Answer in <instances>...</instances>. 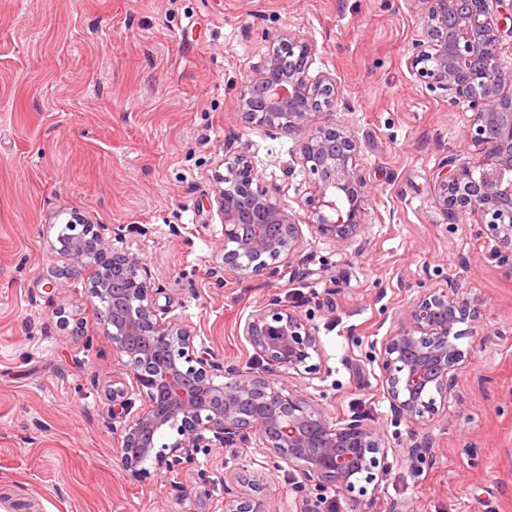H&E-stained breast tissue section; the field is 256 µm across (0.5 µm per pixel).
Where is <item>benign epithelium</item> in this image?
Returning <instances> with one entry per match:
<instances>
[{
	"instance_id": "obj_1",
	"label": "benign epithelium",
	"mask_w": 512,
	"mask_h": 512,
	"mask_svg": "<svg viewBox=\"0 0 512 512\" xmlns=\"http://www.w3.org/2000/svg\"><path fill=\"white\" fill-rule=\"evenodd\" d=\"M422 30L408 67L449 104L471 111L465 140L470 157H446L436 175L435 201L445 214L464 213L494 242L501 263L512 268V64L504 62L500 40L512 21L506 0H421ZM244 81L238 99L247 127L293 140L292 163L313 189L304 199L307 227L340 249L362 228L370 191L358 163L361 145L349 126H316L312 116L339 94L336 77L309 74L314 50L304 41L275 38ZM216 173V203L224 223L217 244L226 266L245 276H262L270 262L288 263L304 243L301 220L277 189L253 187L248 156L225 162ZM70 274L91 271L92 297L109 310L105 332L112 348L127 357L132 383L112 388V418L123 421L120 458L134 470L145 459L157 466L188 457L196 448H224L254 442L277 464L297 471L302 486L316 492L301 512H319L322 495L334 490L365 492V485L389 470V446L363 421L337 419L320 403L280 383L290 372L317 374L322 357L318 337L301 315L281 304L276 291L246 318L242 336L261 361L260 373L226 366L195 347L190 326L157 304L162 287L135 252L111 246L98 224L82 223L62 252ZM482 309L467 297L436 288L407 306L396 329L382 337L378 359L382 390L392 410L411 423L439 413L458 371L474 355L455 343L457 326L480 328ZM224 378L221 383L215 382ZM144 401L130 413L129 391ZM177 426L180 438L169 452L155 437ZM271 485L224 499V512H269Z\"/></svg>"
}]
</instances>
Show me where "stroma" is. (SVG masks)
I'll use <instances>...</instances> for the list:
<instances>
[{"label":"stroma","instance_id":"35a3bbf8","mask_svg":"<svg viewBox=\"0 0 512 512\" xmlns=\"http://www.w3.org/2000/svg\"><path fill=\"white\" fill-rule=\"evenodd\" d=\"M421 13L420 0H0V512H224L257 475L271 512L302 506L294 471L260 469L243 443L122 466L112 383L129 372L91 272L70 276L51 249L78 215L125 225L159 305L221 361L255 366L238 329L269 290L308 320L319 370L284 385L390 446L382 482L357 506L337 493L340 512H512V270L435 203L470 112L407 65ZM283 32L313 46L311 74L336 76L315 121L355 131L371 195L349 248L309 234L290 263L244 277L216 251L215 170L245 154L296 210L310 188L288 170L293 141L238 117L243 80ZM452 287L483 326L458 341L476 352L443 412L415 425L384 397L374 347L421 293Z\"/></svg>","mask_w":512,"mask_h":512}]
</instances>
